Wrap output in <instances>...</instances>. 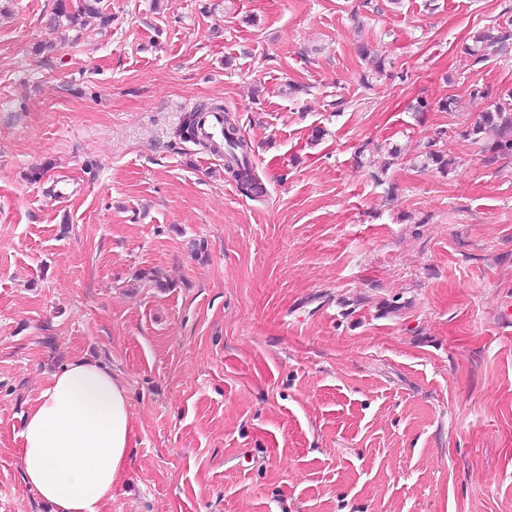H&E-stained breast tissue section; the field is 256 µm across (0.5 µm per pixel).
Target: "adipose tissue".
Listing matches in <instances>:
<instances>
[{
  "label": "adipose tissue",
  "mask_w": 512,
  "mask_h": 512,
  "mask_svg": "<svg viewBox=\"0 0 512 512\" xmlns=\"http://www.w3.org/2000/svg\"><path fill=\"white\" fill-rule=\"evenodd\" d=\"M22 481L53 512H102L135 453L125 388L107 365H64L26 416Z\"/></svg>",
  "instance_id": "adipose-tissue-1"
}]
</instances>
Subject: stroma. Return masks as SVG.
<instances>
[{
	"instance_id": "1",
	"label": "stroma",
	"mask_w": 512,
	"mask_h": 512,
	"mask_svg": "<svg viewBox=\"0 0 512 512\" xmlns=\"http://www.w3.org/2000/svg\"><path fill=\"white\" fill-rule=\"evenodd\" d=\"M56 3L0 0V512H50L21 432L86 356L137 444L104 512H512V160L463 135L512 55L462 51L512 0ZM214 101L262 195L176 137ZM99 0H79L76 6L67 3V0H60L58 4L57 20L54 18V27L60 26L59 18H65L70 26L82 25L85 16L100 15L99 9L95 6ZM436 146L437 141L435 139L428 141L426 145L416 153L413 159L417 165L424 170L431 168L443 175H448V172L453 168L454 162L448 159L446 154H444L439 148H436Z\"/></svg>"
}]
</instances>
